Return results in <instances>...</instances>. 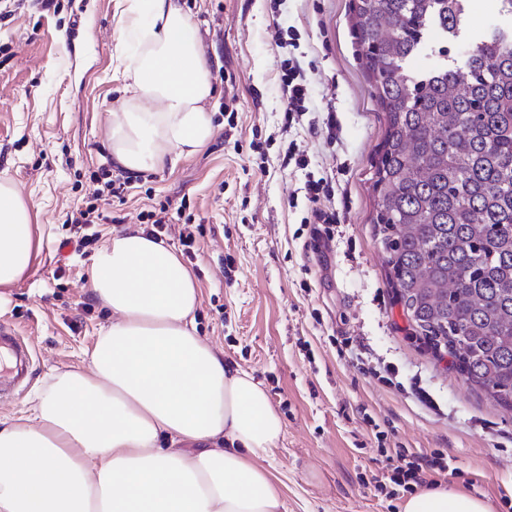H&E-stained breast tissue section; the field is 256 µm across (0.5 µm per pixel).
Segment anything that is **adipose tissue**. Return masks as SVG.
Here are the masks:
<instances>
[{"label":"adipose tissue","instance_id":"obj_1","mask_svg":"<svg viewBox=\"0 0 512 512\" xmlns=\"http://www.w3.org/2000/svg\"><path fill=\"white\" fill-rule=\"evenodd\" d=\"M112 61L123 81L107 147L132 177L176 166L214 135V79L181 0H116ZM42 228L0 177V297L33 274ZM88 289L111 317L81 365L49 375L0 419V512H288L259 460L285 425L267 391L197 332L201 287L146 228L94 256ZM401 512H491L445 486Z\"/></svg>","mask_w":512,"mask_h":512}]
</instances>
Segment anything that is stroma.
Returning a JSON list of instances; mask_svg holds the SVG:
<instances>
[{
	"mask_svg": "<svg viewBox=\"0 0 512 512\" xmlns=\"http://www.w3.org/2000/svg\"><path fill=\"white\" fill-rule=\"evenodd\" d=\"M182 2L211 62L214 138L175 169L129 179L117 196L95 180L112 166L106 138L121 97L114 0H60L58 12L25 7L0 20V176L15 181L44 228L40 262L0 299V322L31 338L34 386L79 364L107 318L87 288L96 246H60L72 234L68 214L95 202L105 240L165 204L167 244L179 246L184 225L203 227L187 261L201 287L200 335L262 383L284 421L281 444L261 465L283 482L288 512H401V500L369 482L384 446L447 449L460 470L447 484L502 512L512 497V410L414 335L388 283L370 182L386 121L358 58L350 0ZM511 27L497 0H472L451 55L463 61L474 39ZM287 30L298 36L315 108L292 126L276 42ZM326 108L339 122L332 140L316 126ZM292 149L308 154V169L285 164ZM310 172L331 177L335 190L328 239H312L305 203H290ZM388 365L396 383L381 378ZM418 387L432 406L415 398Z\"/></svg>",
	"mask_w": 512,
	"mask_h": 512,
	"instance_id": "stroma-1",
	"label": "stroma"
}]
</instances>
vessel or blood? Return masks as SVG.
<instances>
[{"mask_svg": "<svg viewBox=\"0 0 512 512\" xmlns=\"http://www.w3.org/2000/svg\"><path fill=\"white\" fill-rule=\"evenodd\" d=\"M36 351L9 323H0V403L20 393L29 378Z\"/></svg>", "mask_w": 512, "mask_h": 512, "instance_id": "b4317fda", "label": "vessel or blood"}]
</instances>
